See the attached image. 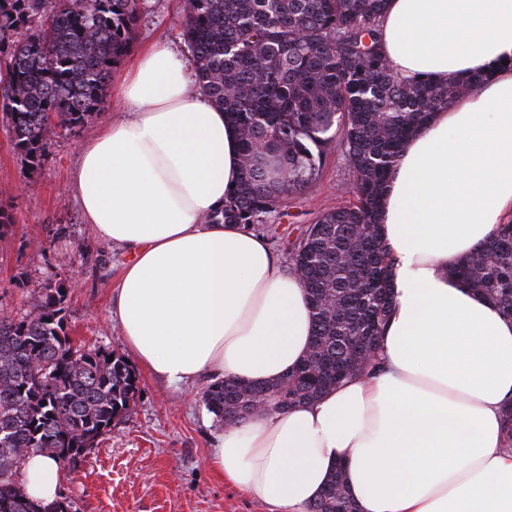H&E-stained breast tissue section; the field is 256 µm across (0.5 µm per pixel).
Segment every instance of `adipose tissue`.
<instances>
[{
    "instance_id": "1",
    "label": "adipose tissue",
    "mask_w": 512,
    "mask_h": 512,
    "mask_svg": "<svg viewBox=\"0 0 512 512\" xmlns=\"http://www.w3.org/2000/svg\"><path fill=\"white\" fill-rule=\"evenodd\" d=\"M380 32L401 78L486 77L405 143L386 185L382 369L224 429L209 464L278 512H307L338 466L358 512H512V318L448 273L512 222V0H388ZM112 92L124 115L79 144L73 187L96 237L130 252L114 305L128 353L173 384L278 378L310 348L303 286L250 228L206 221L240 179L236 128L165 43ZM21 472L34 501L58 500L51 457Z\"/></svg>"
}]
</instances>
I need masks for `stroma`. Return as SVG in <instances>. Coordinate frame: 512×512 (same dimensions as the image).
<instances>
[{"label":"stroma","instance_id":"1","mask_svg":"<svg viewBox=\"0 0 512 512\" xmlns=\"http://www.w3.org/2000/svg\"><path fill=\"white\" fill-rule=\"evenodd\" d=\"M184 7V0H144L135 45L163 40L187 53ZM98 127L94 121L56 139L30 174L0 123V206L13 218L0 236V314L27 313L45 282L65 285L74 345L123 357L127 351L111 309L128 250L96 238L72 188L77 146ZM347 179L340 157L329 155L309 191L286 200L268 223L254 225L279 263H286L291 244L319 214L348 204L349 194L340 190ZM136 375L138 392L126 415L76 467L60 471L59 493L76 512H270L209 465L224 429L202 400L211 376L172 384L142 368Z\"/></svg>","mask_w":512,"mask_h":512}]
</instances>
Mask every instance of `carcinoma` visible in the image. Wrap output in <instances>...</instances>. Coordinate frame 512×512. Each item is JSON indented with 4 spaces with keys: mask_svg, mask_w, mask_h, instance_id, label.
Returning a JSON list of instances; mask_svg holds the SVG:
<instances>
[{
    "mask_svg": "<svg viewBox=\"0 0 512 512\" xmlns=\"http://www.w3.org/2000/svg\"><path fill=\"white\" fill-rule=\"evenodd\" d=\"M386 0H186L182 37L196 86L222 109L242 144L241 177L210 224H263L305 193L328 155L348 170L345 206L320 214L288 251L314 335L303 362L265 384L232 379L203 400L220 421L308 405L341 381L374 375L393 295L391 252L377 223L383 186L402 142L432 113L486 76L446 85L400 79L381 53ZM141 0H0V58L9 78L0 113L27 172L53 142L89 124L112 65L128 52ZM512 317V222L497 225L451 269ZM65 287L48 282L25 315H0V512H71L41 506L19 479L33 451L57 460L91 448L130 409L132 366L67 334ZM309 512H356L342 471Z\"/></svg>",
    "mask_w": 512,
    "mask_h": 512,
    "instance_id": "obj_1",
    "label": "carcinoma"
}]
</instances>
